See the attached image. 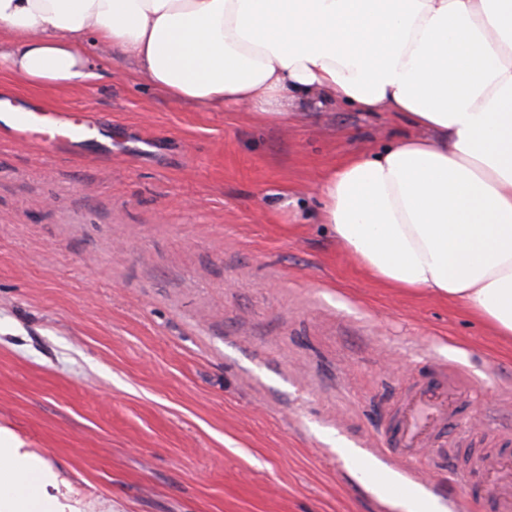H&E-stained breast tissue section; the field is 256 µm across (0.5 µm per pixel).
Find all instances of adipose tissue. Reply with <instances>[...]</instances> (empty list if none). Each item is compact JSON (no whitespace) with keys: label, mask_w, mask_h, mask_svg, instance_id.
<instances>
[{"label":"adipose tissue","mask_w":512,"mask_h":512,"mask_svg":"<svg viewBox=\"0 0 512 512\" xmlns=\"http://www.w3.org/2000/svg\"><path fill=\"white\" fill-rule=\"evenodd\" d=\"M89 40L178 102L407 115L321 177L319 220L377 282L512 336V0H0V61L31 84L94 78ZM57 481L0 428V512H58Z\"/></svg>","instance_id":"adipose-tissue-1"}]
</instances>
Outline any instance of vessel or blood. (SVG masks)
I'll return each mask as SVG.
<instances>
[{"instance_id":"vessel-or-blood-1","label":"vessel or blood","mask_w":512,"mask_h":512,"mask_svg":"<svg viewBox=\"0 0 512 512\" xmlns=\"http://www.w3.org/2000/svg\"><path fill=\"white\" fill-rule=\"evenodd\" d=\"M10 119V124L0 123V135L22 146L40 136L46 148L69 155L78 153L91 136L104 130L101 118L89 112L77 117L65 111L24 109L11 113ZM428 370V375L407 377L392 424L380 440L365 442L361 449L389 463L403 475L407 486H421L444 501L450 512H470L468 469L455 465L448 475H431V450L439 446L440 434L456 413L461 390L446 364L434 362ZM486 469L499 491V512H512V456L498 458Z\"/></svg>"}]
</instances>
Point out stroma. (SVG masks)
I'll list each match as a JSON object with an SVG mask.
<instances>
[{
    "mask_svg": "<svg viewBox=\"0 0 512 512\" xmlns=\"http://www.w3.org/2000/svg\"><path fill=\"white\" fill-rule=\"evenodd\" d=\"M0 93L112 123V154L0 137V427L65 512H397L337 461L406 376L464 396L447 457L512 453V339L372 280L320 224L317 177L412 135L339 103L278 127L171 100L126 61Z\"/></svg>",
    "mask_w": 512,
    "mask_h": 512,
    "instance_id": "stroma-1",
    "label": "stroma"
}]
</instances>
